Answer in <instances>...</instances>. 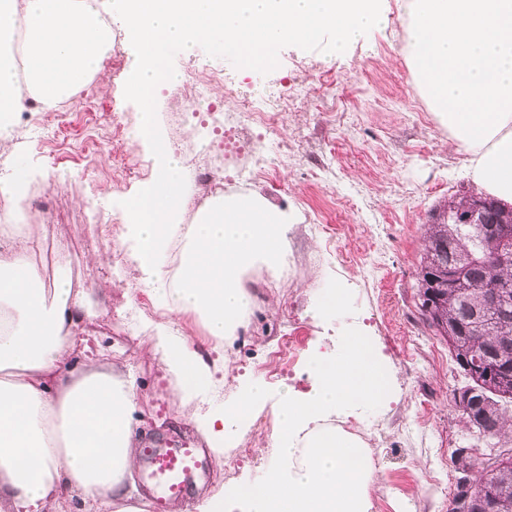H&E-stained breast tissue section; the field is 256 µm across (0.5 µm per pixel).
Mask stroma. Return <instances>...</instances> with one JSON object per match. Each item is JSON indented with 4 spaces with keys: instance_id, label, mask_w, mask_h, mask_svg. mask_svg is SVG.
<instances>
[{
    "instance_id": "stroma-1",
    "label": "stroma",
    "mask_w": 512,
    "mask_h": 512,
    "mask_svg": "<svg viewBox=\"0 0 512 512\" xmlns=\"http://www.w3.org/2000/svg\"><path fill=\"white\" fill-rule=\"evenodd\" d=\"M387 6L386 22L361 36L346 54L287 46L279 52L278 67L266 75L236 68L199 47L177 54L181 86L156 95L162 125L173 94L192 93L196 74L218 69L232 82L231 94L223 83L212 85L196 115L194 159L214 167L224 162V132L209 118L210 108L229 115L239 111L242 97L271 92L281 97L277 137H265L259 126L239 136L244 143L265 139L270 165L236 178L226 191L257 193L292 213L288 258L277 273L260 269L249 276L246 286L254 305L224 346L212 345L196 316L163 317L154 299L120 280L133 265L113 267L111 244L85 243L92 230L83 221L88 205H101L105 224L122 236L126 212L121 203L142 189L153 171L151 152L142 141L113 132L110 123L113 112L124 113L131 125L138 113L124 97L135 52L120 18L112 20L119 68L105 66L102 77L62 102V115L17 113L12 139L0 147V177L19 167L32 171L25 195L31 223L45 219L35 206L37 197L55 201L60 223L50 234L56 250L73 257L76 271L98 288L96 316L86 330L134 379L145 441L197 436L191 409L175 398L159 361L142 351L154 323L169 320L175 330L195 338L205 359L226 355L220 387L210 396L215 405L253 377L264 378L275 394L287 387L308 389V354H335L337 336L356 325L393 374V389L374 412L382 430L372 447L373 512H448L458 477L452 453L476 447L487 454L491 446L472 435L452 404L454 390L466 380L447 341L419 311L417 273L430 211L476 186L447 128L417 89L404 52L402 0H387ZM40 124L57 128L55 144L41 143L35 133ZM112 135L122 142L134 174L124 175L98 151V142ZM313 224L325 225L326 233L312 234ZM97 254L104 262H94ZM342 282L350 286L345 310L337 317L317 314L322 292ZM103 284L109 285L108 293H100ZM138 301L148 310L139 330L131 332L126 317ZM271 428L272 413L263 411L238 440L241 462L235 473L210 468L204 489L183 503L184 512H196L204 498L244 478L261 477L274 456Z\"/></svg>"
}]
</instances>
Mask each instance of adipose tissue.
<instances>
[{"mask_svg":"<svg viewBox=\"0 0 512 512\" xmlns=\"http://www.w3.org/2000/svg\"><path fill=\"white\" fill-rule=\"evenodd\" d=\"M405 51L416 84L487 193L512 202V0H405ZM0 144L24 96L47 106L100 76L112 49L111 0H0ZM26 171L0 177V512H59L65 497L100 512H142L128 479L139 454L133 379L104 369L84 325V293L61 276L45 283L40 237L23 223ZM182 398L212 383L197 342L166 323L146 342ZM270 397L248 380L223 405L197 415L223 465L250 416Z\"/></svg>","mask_w":512,"mask_h":512,"instance_id":"obj_1","label":"adipose tissue"}]
</instances>
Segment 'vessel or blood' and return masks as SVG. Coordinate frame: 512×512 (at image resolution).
Returning a JSON list of instances; mask_svg holds the SVG:
<instances>
[{
	"label": "vessel or blood",
	"instance_id": "vessel-or-blood-1",
	"mask_svg": "<svg viewBox=\"0 0 512 512\" xmlns=\"http://www.w3.org/2000/svg\"><path fill=\"white\" fill-rule=\"evenodd\" d=\"M140 463L142 491L152 512H168L171 502L189 498L208 469L202 448L186 442L143 448Z\"/></svg>",
	"mask_w": 512,
	"mask_h": 512
}]
</instances>
